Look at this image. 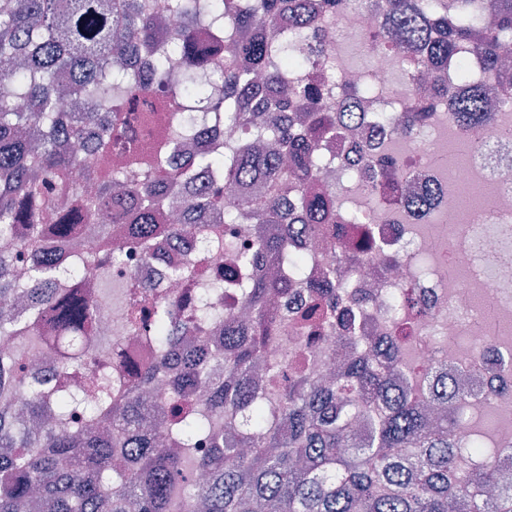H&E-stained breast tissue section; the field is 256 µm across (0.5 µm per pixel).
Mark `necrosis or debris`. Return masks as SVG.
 <instances>
[{"mask_svg": "<svg viewBox=\"0 0 512 512\" xmlns=\"http://www.w3.org/2000/svg\"><path fill=\"white\" fill-rule=\"evenodd\" d=\"M384 0H346L345 8L333 24L322 28V40L335 48L361 37L370 38L368 61L363 70L388 92L399 89L412 77L424 85L438 81L458 87L456 71L431 73L409 66L408 54L393 50L392 31L384 23ZM469 73L502 107L491 112L477 136L452 121L439 104L428 107L426 135L394 138L392 131L377 127L378 112L366 106L359 123L360 137H328L322 152L332 164L318 173L320 183L347 200L362 216L360 222L344 223L343 237L336 247H304L305 277L288 292L290 314L278 324L276 339L266 349L267 358L281 360L278 374L260 379L261 388H283L293 363L305 364L313 378L341 374L343 360L337 356L343 325L328 329L325 336L303 333L294 322L293 310L306 305L310 285L334 275L342 284L353 309L365 312L364 339L359 354L381 362L383 339L408 331L414 336L407 364L389 371L393 389L412 400L427 397L425 367L448 370L449 381L466 379L468 384L494 392L492 402L477 398L461 409L459 427L449 439L460 447L458 467L477 468V458L467 455L466 447L477 434L472 420L502 410L492 429L500 469L512 475V85L497 74L485 71L483 56L474 46L458 53ZM471 140L464 162L445 164L448 138ZM398 142L404 154L399 182L403 201L392 204L363 187H353L344 178L346 165L358 155L363 144L374 143L387 153L391 142ZM482 184L483 198L467 213L457 207L458 189L464 184ZM436 190L432 210L413 209L409 201L425 185ZM196 245L165 246L161 257L147 260L128 254L122 272L114 273L112 283L121 292V301L105 305L96 332L95 351L99 357H112L121 363H145L152 357L143 338L134 336L123 319L124 304L133 285L159 282L163 295L178 299L181 316L192 314V304L201 288L199 282L168 283L161 273L167 263L195 254ZM357 253V267L345 265L346 254Z\"/></svg>", "mask_w": 512, "mask_h": 512, "instance_id": "4bbe7bcc", "label": "necrosis or debris"}]
</instances>
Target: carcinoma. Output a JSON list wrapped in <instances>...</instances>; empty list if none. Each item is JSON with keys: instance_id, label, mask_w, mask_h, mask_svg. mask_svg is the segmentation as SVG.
<instances>
[{"instance_id": "cac0c4a2", "label": "carcinoma", "mask_w": 512, "mask_h": 512, "mask_svg": "<svg viewBox=\"0 0 512 512\" xmlns=\"http://www.w3.org/2000/svg\"><path fill=\"white\" fill-rule=\"evenodd\" d=\"M341 0H0V80L14 93L0 97V338L16 342L0 355V512H23L37 493L49 512H512V489L488 499L479 488L508 485L496 460L478 441L469 451L480 468L456 469L448 443L455 407L477 396L457 387L430 392L444 409L430 426L421 403L394 393L365 357L350 359L344 378L288 381L274 398L258 390L253 368L274 340L278 314L268 298L288 293V282L239 279L251 317L237 320L195 306L200 322H224V345L211 348L153 284L126 307L132 332L152 344L158 361L138 376L112 377L93 358L101 313L92 289L112 279L123 253L112 250L108 198L138 201L126 213L125 245L151 259L168 236L200 237L204 251L228 252L242 268L262 259L299 269L289 240L306 227L309 239L336 245L323 227L332 194L314 191L313 160L320 141L354 127L346 104L377 93L370 80L332 86L288 82L298 65L288 55L287 31L310 37L307 61L323 67L336 50L318 41ZM476 0H455L454 12L419 17L412 0H385L399 41L420 53L429 69L458 66L457 47L486 45L482 66L512 83L501 67L512 42V0H491L495 23L470 22ZM212 31L209 47L196 28ZM181 69V84L166 85V64ZM149 69L145 82L139 73ZM157 95L155 137L138 150L118 139L127 102ZM412 84L397 100L394 133L423 123ZM447 112L477 130L490 109L480 84L444 88ZM29 110H18L17 100ZM213 125L240 127L244 136L227 153L193 156L176 166L175 145L192 136L196 113ZM372 145L354 168L377 194L395 184L398 161L375 159ZM116 155L101 171L97 157ZM297 192V221L258 240L252 255L212 232L210 224H274L276 187ZM86 224L98 238L81 250L74 238ZM204 262L174 265L167 279L202 277ZM304 324L332 326L341 296L333 280L310 286ZM44 349L58 375L83 371L99 392L93 404L80 391L24 371L26 355ZM175 356L182 373L153 401L169 446H155L144 428L140 391L154 385ZM25 386L21 410L8 404ZM382 403L370 426L352 430L349 416ZM209 448L197 453L200 441ZM196 472L202 481H189Z\"/></svg>"}]
</instances>
